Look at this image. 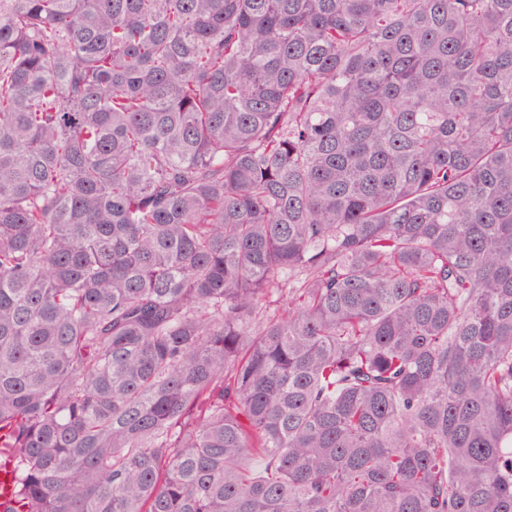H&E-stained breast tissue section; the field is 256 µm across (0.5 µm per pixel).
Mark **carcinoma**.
<instances>
[{"mask_svg":"<svg viewBox=\"0 0 512 512\" xmlns=\"http://www.w3.org/2000/svg\"><path fill=\"white\" fill-rule=\"evenodd\" d=\"M1 448L0 512H512V0H0Z\"/></svg>","mask_w":512,"mask_h":512,"instance_id":"cac0c4a2","label":"carcinoma"}]
</instances>
